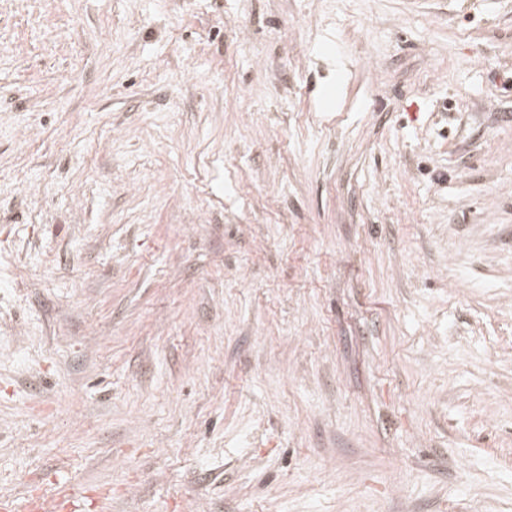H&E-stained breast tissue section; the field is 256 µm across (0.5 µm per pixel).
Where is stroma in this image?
Wrapping results in <instances>:
<instances>
[{
  "instance_id": "obj_1",
  "label": "stroma",
  "mask_w": 512,
  "mask_h": 512,
  "mask_svg": "<svg viewBox=\"0 0 512 512\" xmlns=\"http://www.w3.org/2000/svg\"><path fill=\"white\" fill-rule=\"evenodd\" d=\"M512 512V0H0V502Z\"/></svg>"
}]
</instances>
